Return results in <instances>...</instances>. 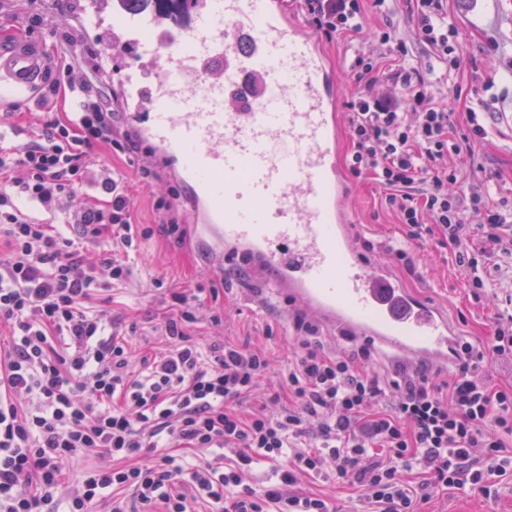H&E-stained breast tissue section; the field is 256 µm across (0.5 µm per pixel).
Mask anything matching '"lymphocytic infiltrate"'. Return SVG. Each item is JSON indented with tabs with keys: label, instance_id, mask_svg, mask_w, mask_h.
Listing matches in <instances>:
<instances>
[{
	"label": "lymphocytic infiltrate",
	"instance_id": "1",
	"mask_svg": "<svg viewBox=\"0 0 512 512\" xmlns=\"http://www.w3.org/2000/svg\"><path fill=\"white\" fill-rule=\"evenodd\" d=\"M416 37L447 61L456 30L443 0H415ZM326 39L363 29L359 0H297ZM48 60L51 79L38 111L0 113V127L25 119L36 139L0 152V512H333L309 480L348 488L361 512H425L440 492L493 502L512 474V310L494 314L486 341L461 340L449 372L421 363L393 378L374 369L371 343L327 354L318 326L293 316L295 360L276 369L262 350L232 340L201 344L193 326L199 288L164 287V339L134 349L122 322L97 306L103 280L126 284L139 221L131 181L149 187L159 173L120 125L105 88L72 57ZM364 90L347 102L353 177L370 178L402 224L384 253L410 267L413 247L450 249L475 299L489 293L484 273L512 256V208L491 202L484 186L461 184L453 157L485 138L477 95L467 130L454 135L446 104L405 65L385 70L355 56ZM78 108L57 111L60 99ZM63 212L75 235L35 220L29 205ZM96 261H86L88 249ZM282 384L267 403L242 400L272 372ZM215 448L199 466L192 449ZM110 457L111 467L73 474L77 460ZM276 463L274 481L249 482L254 464Z\"/></svg>",
	"mask_w": 512,
	"mask_h": 512
}]
</instances>
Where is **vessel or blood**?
<instances>
[{
	"label": "vessel or blood",
	"mask_w": 512,
	"mask_h": 512,
	"mask_svg": "<svg viewBox=\"0 0 512 512\" xmlns=\"http://www.w3.org/2000/svg\"><path fill=\"white\" fill-rule=\"evenodd\" d=\"M103 6L122 21L113 45L144 67L127 122L187 187L211 265L250 256L290 308L405 360L454 367L447 313L357 247L340 97L320 41L285 0H191L193 25L178 32L127 0ZM44 75L34 42H0V102H30Z\"/></svg>",
	"instance_id": "b4317fda"
}]
</instances>
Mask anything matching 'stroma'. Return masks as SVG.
Here are the masks:
<instances>
[{"mask_svg": "<svg viewBox=\"0 0 512 512\" xmlns=\"http://www.w3.org/2000/svg\"><path fill=\"white\" fill-rule=\"evenodd\" d=\"M82 4L83 0H35L31 5L26 0H0V39L26 37L37 42L42 52L52 54L56 43L51 31L57 25H65L88 68L96 70L107 83L115 110H123L121 84L140 74V64L100 44L99 32L83 15ZM360 5L365 20L363 33L351 40L339 38L323 43L340 98L348 99L363 87L349 66L354 49H362L382 67L394 65L393 56L380 40L382 33L390 29L405 42L414 64L427 73L431 95L447 104L456 129H464L466 108L474 101L476 90L483 83L494 81L495 100L486 119L488 135L475 143L472 155L457 158L458 178L463 182L474 181L480 178L482 170H491L496 174L493 200L512 205V0H444L443 8L456 29L454 46L461 59L460 67L450 73L429 47L415 39L414 0H398L394 14L389 16L382 15L373 0H360ZM28 7L44 17L43 25L30 33L14 20L16 12ZM156 166L160 179L153 189L133 190L139 220L152 227L153 232L141 239L138 251L130 255L131 282L108 289L112 313L136 322L134 343L152 346L159 338L158 327L165 308L162 292L152 286L154 280L183 288L213 286L218 288L219 296L208 301L200 314L196 326L198 340L206 343L221 335L262 349L277 366H286L293 344L291 318L281 300L262 293L258 271L233 262L225 265L222 272H210L209 261L192 232H185L179 239L158 230L159 217L152 207L151 195L166 192L176 185L177 178L168 163L160 160ZM351 185L357 238L383 244L399 238L401 226L396 216L382 206L373 181L355 178ZM449 256L445 249L418 248L413 253L415 273H408L399 265L394 272L406 288L447 309L458 335L484 339L492 313L512 298V267L505 265L490 271L489 277L498 283L499 289L494 296L477 303L464 286L463 272ZM216 312L223 316V325L218 329L210 323ZM429 510L512 512V477L502 478L494 503H485L478 495L452 491L435 498Z\"/></svg>", "mask_w": 512, "mask_h": 512, "instance_id": "1", "label": "stroma"}]
</instances>
